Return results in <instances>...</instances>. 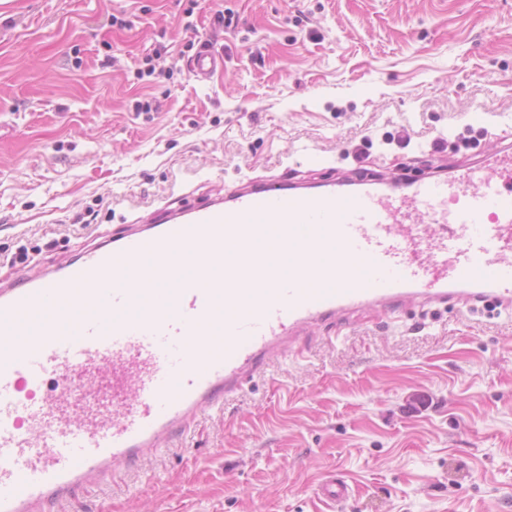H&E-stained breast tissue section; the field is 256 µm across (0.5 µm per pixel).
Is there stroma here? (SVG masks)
Returning a JSON list of instances; mask_svg holds the SVG:
<instances>
[{
  "mask_svg": "<svg viewBox=\"0 0 512 512\" xmlns=\"http://www.w3.org/2000/svg\"><path fill=\"white\" fill-rule=\"evenodd\" d=\"M203 42L224 68L200 82ZM507 135L512 0H0V278L231 187L424 179ZM299 348L64 512H512V314L360 308ZM69 384L76 423L133 397ZM317 494L325 502L336 504L348 496L349 486L345 481L336 479V475H329L318 484Z\"/></svg>",
  "mask_w": 512,
  "mask_h": 512,
  "instance_id": "obj_1",
  "label": "stroma"
}]
</instances>
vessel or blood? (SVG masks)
Listing matches in <instances>:
<instances>
[{"mask_svg": "<svg viewBox=\"0 0 512 512\" xmlns=\"http://www.w3.org/2000/svg\"><path fill=\"white\" fill-rule=\"evenodd\" d=\"M222 65L206 48L191 74L207 80ZM503 153L502 167L362 181L350 193L279 180L232 188L0 283V512H60L118 467L170 448L309 325L345 309L411 298L512 309V178L502 175L512 146ZM412 212L435 227L425 262ZM259 240L291 253L296 272L256 253ZM180 251L207 272L172 293ZM94 363L125 370L133 402L94 427L55 418L43 381ZM317 494L333 504L349 486L330 475Z\"/></svg>", "mask_w": 512, "mask_h": 512, "instance_id": "vessel-or-blood-1", "label": "vessel or blood"}]
</instances>
